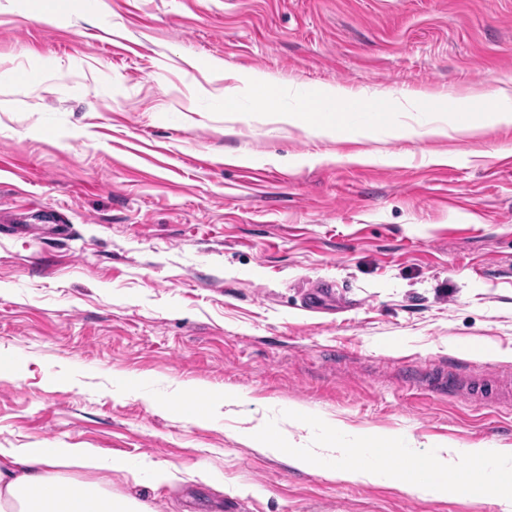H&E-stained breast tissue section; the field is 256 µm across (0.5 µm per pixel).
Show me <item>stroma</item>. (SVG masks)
<instances>
[{"label":"stroma","mask_w":512,"mask_h":512,"mask_svg":"<svg viewBox=\"0 0 512 512\" xmlns=\"http://www.w3.org/2000/svg\"><path fill=\"white\" fill-rule=\"evenodd\" d=\"M336 85L406 137L295 120ZM444 95L512 97V0H0V448L129 460L60 472L152 512H501L249 440L512 450V124ZM193 380L247 403L161 411ZM465 102L455 96L448 95L439 104V112H453L465 117V121L461 120L464 125L474 124L484 119L491 120L497 123H512V111L505 110L498 101L494 102L490 108L483 113H470L464 112Z\"/></svg>","instance_id":"1"}]
</instances>
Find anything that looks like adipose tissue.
Returning a JSON list of instances; mask_svg holds the SVG:
<instances>
[{"label": "adipose tissue", "mask_w": 512, "mask_h": 512, "mask_svg": "<svg viewBox=\"0 0 512 512\" xmlns=\"http://www.w3.org/2000/svg\"><path fill=\"white\" fill-rule=\"evenodd\" d=\"M355 92L344 88L321 94L320 112L304 113L303 121L340 139L366 130L349 108ZM61 465L125 469L124 461H101L92 448H0V512H146L135 500L112 494L102 485L65 480L55 469Z\"/></svg>", "instance_id": "ef3b65f1"}]
</instances>
